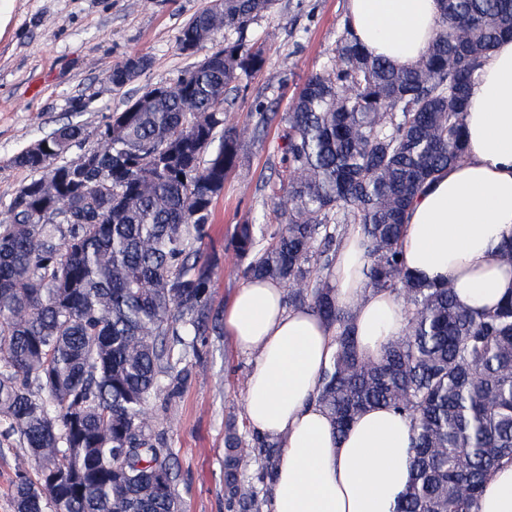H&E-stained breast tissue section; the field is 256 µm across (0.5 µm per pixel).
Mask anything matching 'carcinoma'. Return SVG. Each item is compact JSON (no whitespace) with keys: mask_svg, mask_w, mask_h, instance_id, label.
<instances>
[{"mask_svg":"<svg viewBox=\"0 0 512 512\" xmlns=\"http://www.w3.org/2000/svg\"><path fill=\"white\" fill-rule=\"evenodd\" d=\"M277 0H217L182 27L180 50L219 30L224 47L174 86L156 85L108 116L97 147L64 124L14 163L47 172L23 185L0 220V436L38 470L18 471L15 512H182L178 473L147 418L192 377L189 354L220 327L201 245L226 174L240 162L224 128L229 93L266 63L248 26ZM428 51L397 68L359 44L346 24L323 70L290 111L259 113L256 131L285 124L288 169L269 195L278 227L236 225L246 279L288 290L334 330L314 394L333 433L369 408L407 415L410 482L394 512H479L483 486L512 461V296L476 312L449 281L426 283L405 265L408 208L435 176L465 159L464 116L483 62L512 38V0H440ZM150 59L127 56L107 80L126 86ZM367 246L369 286L403 298V334L364 358L351 312L336 302L332 267L348 226ZM230 420L224 498L261 512L249 469L272 478L280 437Z\"/></svg>","mask_w":512,"mask_h":512,"instance_id":"1","label":"carcinoma"}]
</instances>
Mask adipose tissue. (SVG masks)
Wrapping results in <instances>:
<instances>
[{
	"label": "adipose tissue",
	"mask_w": 512,
	"mask_h": 512,
	"mask_svg": "<svg viewBox=\"0 0 512 512\" xmlns=\"http://www.w3.org/2000/svg\"><path fill=\"white\" fill-rule=\"evenodd\" d=\"M359 42L400 68L427 51L441 22L439 0H349ZM465 162L441 172L413 202L403 238L406 266L422 279L450 280L474 310L512 295V266L495 250L512 236V40L488 56L464 117ZM366 244L350 226L333 276L337 303L354 315L360 350L372 358L405 327L395 294L362 273ZM236 345L256 354L245 394L254 433L280 437L268 512H392L410 480L413 426L373 409L335 437L313 394L333 351V328L308 309H289L281 285L247 281L224 313ZM480 512H512V462L485 483Z\"/></svg>",
	"instance_id": "adipose-tissue-1"
}]
</instances>
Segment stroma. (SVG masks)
<instances>
[{
	"instance_id": "obj_1",
	"label": "stroma",
	"mask_w": 512,
	"mask_h": 512,
	"mask_svg": "<svg viewBox=\"0 0 512 512\" xmlns=\"http://www.w3.org/2000/svg\"><path fill=\"white\" fill-rule=\"evenodd\" d=\"M209 0H0L8 22L0 28V211L30 181L15 156L68 122L85 125L76 159L98 143L110 113L151 85L170 84L192 69L204 52L223 46L216 34L203 52L183 53L178 44L185 22ZM349 18L348 0H277L274 9L250 25L248 41L264 43V67L239 81L226 108L235 128L241 163L229 172L213 204V226L204 252L217 264L210 289L217 311H225L246 281L244 264L231 240L237 224L261 219L267 209L268 180L285 167L284 126L254 128L263 109L287 112L306 79L334 50ZM131 54L148 56L150 68L121 90L107 76ZM256 355L239 350L225 333L198 346L196 378L163 411L151 409L176 460V489L184 512H230L224 499V432L234 420L251 437L245 414V384ZM36 476L25 451L0 438V512H13L12 489L19 468Z\"/></svg>"
}]
</instances>
